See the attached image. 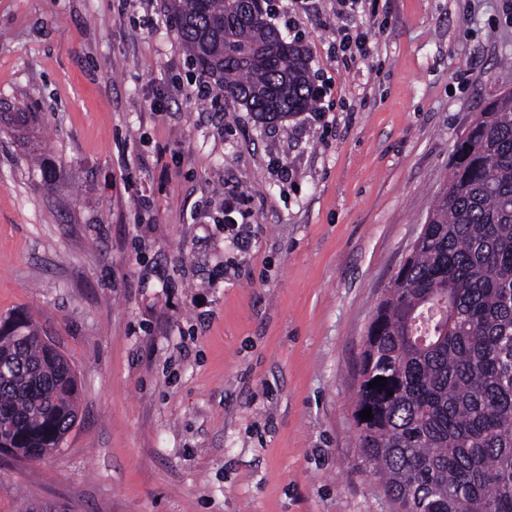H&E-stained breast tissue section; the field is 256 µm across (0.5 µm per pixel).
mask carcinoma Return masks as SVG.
<instances>
[{"instance_id":"carcinoma-1","label":"carcinoma","mask_w":512,"mask_h":512,"mask_svg":"<svg viewBox=\"0 0 512 512\" xmlns=\"http://www.w3.org/2000/svg\"><path fill=\"white\" fill-rule=\"evenodd\" d=\"M242 0H169L215 92L260 119L310 111V55ZM354 420L396 512H512V91L458 144L453 171L369 325ZM377 377L384 387H368ZM65 354L26 313L0 322V452L37 461L78 422ZM372 409L364 420L360 412Z\"/></svg>"}]
</instances>
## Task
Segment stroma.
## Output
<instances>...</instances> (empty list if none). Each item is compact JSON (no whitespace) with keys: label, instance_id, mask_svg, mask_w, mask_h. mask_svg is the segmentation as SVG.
<instances>
[{"label":"stroma","instance_id":"1","mask_svg":"<svg viewBox=\"0 0 512 512\" xmlns=\"http://www.w3.org/2000/svg\"><path fill=\"white\" fill-rule=\"evenodd\" d=\"M505 2L274 15L323 92L264 123L196 97L167 0H0V319L31 315L81 384L59 453L0 455V512H395L358 448L364 337L512 90ZM340 22L366 55L333 54ZM242 198L243 197L237 193L224 195L222 219L219 221L221 222L220 224L224 223L225 239H229L230 243L240 252L247 253L250 244L248 239L242 236L240 231L242 224H239L236 218L237 214L242 215L240 208L243 202Z\"/></svg>","mask_w":512,"mask_h":512}]
</instances>
